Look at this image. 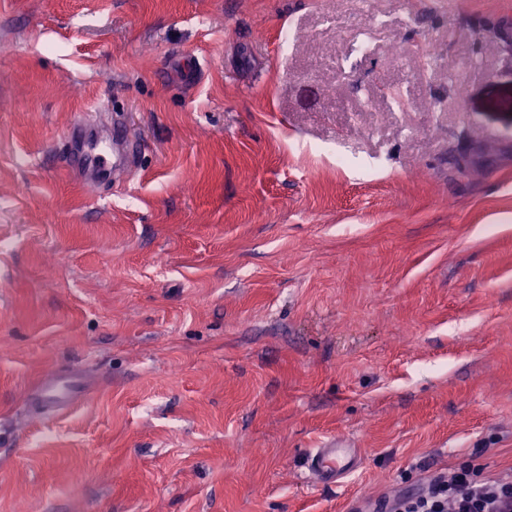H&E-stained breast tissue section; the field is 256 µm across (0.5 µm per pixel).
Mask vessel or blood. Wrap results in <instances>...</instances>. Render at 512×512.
<instances>
[{
	"label": "vessel or blood",
	"mask_w": 512,
	"mask_h": 512,
	"mask_svg": "<svg viewBox=\"0 0 512 512\" xmlns=\"http://www.w3.org/2000/svg\"><path fill=\"white\" fill-rule=\"evenodd\" d=\"M90 386L87 375L77 370L51 369L29 391L27 398L35 415L44 417L61 414L77 406ZM361 465L358 449L350 442L336 437L328 438L319 447L311 449L307 470L325 484L338 483L354 473Z\"/></svg>",
	"instance_id": "obj_1"
}]
</instances>
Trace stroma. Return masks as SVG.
Returning a JSON list of instances; mask_svg holds the SVG:
<instances>
[{
  "instance_id": "1",
  "label": "stroma",
  "mask_w": 512,
  "mask_h": 512,
  "mask_svg": "<svg viewBox=\"0 0 512 512\" xmlns=\"http://www.w3.org/2000/svg\"><path fill=\"white\" fill-rule=\"evenodd\" d=\"M116 118L127 179L66 163ZM74 363L86 399L28 421ZM13 425L0 512H373L511 470L512 0H0ZM328 436L362 465L308 483Z\"/></svg>"
}]
</instances>
